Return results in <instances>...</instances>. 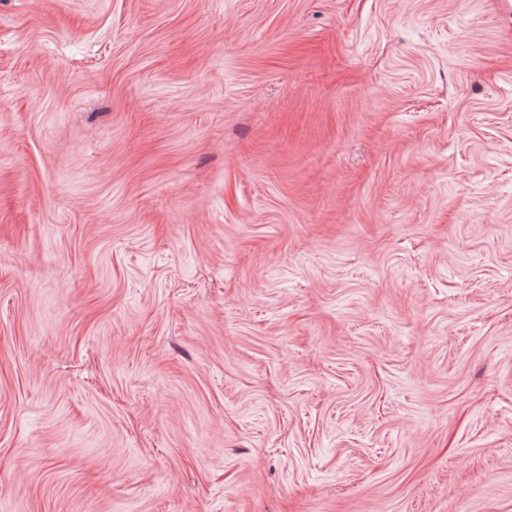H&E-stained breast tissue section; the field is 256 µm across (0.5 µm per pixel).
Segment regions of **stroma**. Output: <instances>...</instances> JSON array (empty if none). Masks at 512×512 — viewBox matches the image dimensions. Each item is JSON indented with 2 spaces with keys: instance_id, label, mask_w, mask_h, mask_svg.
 <instances>
[{
  "instance_id": "stroma-1",
  "label": "stroma",
  "mask_w": 512,
  "mask_h": 512,
  "mask_svg": "<svg viewBox=\"0 0 512 512\" xmlns=\"http://www.w3.org/2000/svg\"><path fill=\"white\" fill-rule=\"evenodd\" d=\"M0 512H512V0H0Z\"/></svg>"
}]
</instances>
